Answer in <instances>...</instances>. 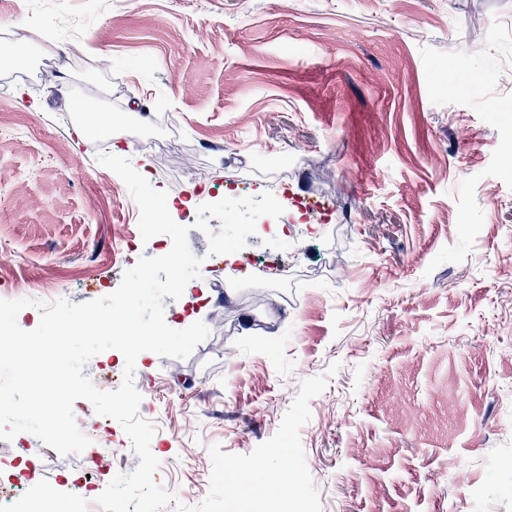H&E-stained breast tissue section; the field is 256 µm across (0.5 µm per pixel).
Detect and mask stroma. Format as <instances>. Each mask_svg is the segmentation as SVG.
Returning a JSON list of instances; mask_svg holds the SVG:
<instances>
[{
    "label": "stroma",
    "instance_id": "stroma-1",
    "mask_svg": "<svg viewBox=\"0 0 512 512\" xmlns=\"http://www.w3.org/2000/svg\"><path fill=\"white\" fill-rule=\"evenodd\" d=\"M40 0V37L18 0H0V34L19 37L0 65L14 129L0 124V290L18 278L81 303L115 290L155 242L122 252L137 230L130 193L102 184L98 161L122 154L167 189L138 126L166 105L206 154L214 187L186 181L193 210H172L206 256L196 207L299 192V179L350 205L349 222L284 201L280 232L258 228L245 249L288 266L292 283L241 271L221 287L209 265L180 299L173 329L197 321L207 339L184 359L142 352L134 385L155 427L156 483L177 504L208 495L211 446L247 454L270 439L303 379L328 374L300 430L322 512H512V0ZM83 20L84 62L57 95L29 75L45 45ZM49 475L99 461L106 478L140 463L123 428L111 442L60 456L22 433Z\"/></svg>",
    "mask_w": 512,
    "mask_h": 512
}]
</instances>
